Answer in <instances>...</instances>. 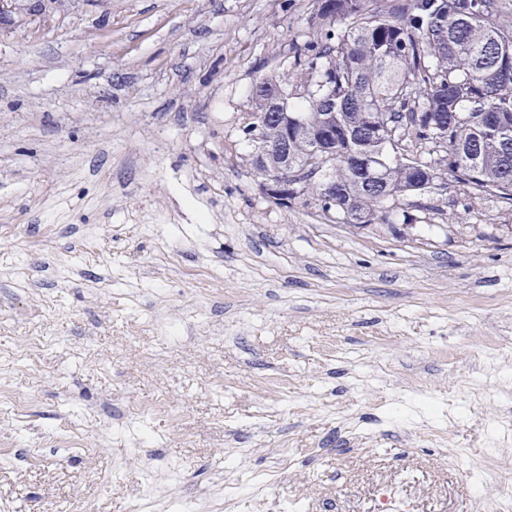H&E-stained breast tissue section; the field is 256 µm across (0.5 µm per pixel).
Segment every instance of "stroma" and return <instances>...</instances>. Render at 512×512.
<instances>
[{"instance_id":"1","label":"stroma","mask_w":512,"mask_h":512,"mask_svg":"<svg viewBox=\"0 0 512 512\" xmlns=\"http://www.w3.org/2000/svg\"><path fill=\"white\" fill-rule=\"evenodd\" d=\"M316 7L0 26V512L512 501V201L357 229L253 173L252 85Z\"/></svg>"}]
</instances>
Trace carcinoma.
Returning a JSON list of instances; mask_svg holds the SVG:
<instances>
[{"instance_id": "1", "label": "carcinoma", "mask_w": 512, "mask_h": 512, "mask_svg": "<svg viewBox=\"0 0 512 512\" xmlns=\"http://www.w3.org/2000/svg\"><path fill=\"white\" fill-rule=\"evenodd\" d=\"M284 77L251 90L253 111H287L315 123L336 113V214L344 224L390 223L387 203L418 175L370 132L410 125L446 142L449 165L484 196L512 200V24L499 0H321ZM308 134L288 136V162L303 161Z\"/></svg>"}]
</instances>
